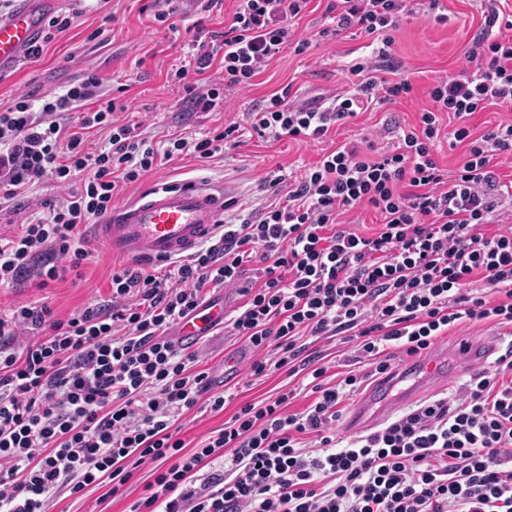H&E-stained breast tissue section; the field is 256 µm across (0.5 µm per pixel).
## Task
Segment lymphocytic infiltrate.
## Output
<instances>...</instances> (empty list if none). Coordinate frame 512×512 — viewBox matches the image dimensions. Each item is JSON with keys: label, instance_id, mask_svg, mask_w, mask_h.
<instances>
[{"label": "lymphocytic infiltrate", "instance_id": "lymphocytic-infiltrate-1", "mask_svg": "<svg viewBox=\"0 0 512 512\" xmlns=\"http://www.w3.org/2000/svg\"><path fill=\"white\" fill-rule=\"evenodd\" d=\"M223 31L192 45L175 73L184 102L212 109L223 90L244 91L284 51L310 45L293 22L309 0H237ZM334 39L358 30L376 58L352 64L351 88L327 106H293L289 88L251 115L259 137L321 142L374 105L411 97L413 83L380 76L391 36L411 0H327ZM467 67L432 79L416 125L397 128L392 150L349 139L288 181L281 202L222 229L165 270H114L108 298L53 318L48 305L0 312V512H48L59 493L105 482L121 487L128 462L155 466L129 512H512V345L454 399L429 400L383 427L336 442L340 406L367 377L390 373L385 349L416 356L461 319L512 326V231L502 223L512 183L497 176L512 154V121L477 131L476 113L512 112V18L487 0ZM220 65L223 83L207 81ZM93 72L61 91L18 95L0 110V199L15 201L46 179L69 185L44 218L0 232V288L46 289L82 277L92 254L85 228L111 211L121 185L186 151L208 159L234 138L170 139L158 149L139 124H116L114 99ZM451 128H443L442 117ZM107 131L103 148L83 130ZM465 147L454 171L434 153L441 139ZM370 209L378 230L362 235L341 214ZM253 279L242 282L246 263ZM239 288L245 301L232 335L256 354L251 376H312L314 400L288 410L289 394L245 404L218 434L186 451L175 418L223 412L206 372L171 332L207 295ZM345 336L368 374L336 383L305 342Z\"/></svg>", "mask_w": 512, "mask_h": 512}]
</instances>
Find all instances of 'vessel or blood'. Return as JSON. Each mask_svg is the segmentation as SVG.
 <instances>
[{
	"mask_svg": "<svg viewBox=\"0 0 512 512\" xmlns=\"http://www.w3.org/2000/svg\"><path fill=\"white\" fill-rule=\"evenodd\" d=\"M61 2L14 0L13 10L0 14V74L21 63ZM225 203L223 187L208 185L201 179L155 186L114 207L95 230L112 251L163 263L192 253L214 236L224 222ZM225 315L223 300L213 301L183 319L175 334L182 345H193ZM452 350L471 362L483 357L481 345L467 336L458 337ZM449 351L442 349L413 362L418 384L446 379ZM388 409V404H377L374 395L369 394L360 402L354 420L359 424L376 422L387 415Z\"/></svg>",
	"mask_w": 512,
	"mask_h": 512,
	"instance_id": "b4317fda",
	"label": "vessel or blood"
}]
</instances>
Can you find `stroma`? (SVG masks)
<instances>
[{
    "mask_svg": "<svg viewBox=\"0 0 512 512\" xmlns=\"http://www.w3.org/2000/svg\"><path fill=\"white\" fill-rule=\"evenodd\" d=\"M152 3L153 0H107L102 5L98 0H67L62 13L70 17V27L49 44L40 58H25L14 71L0 77V107H9L21 93L39 96L63 90L80 82L85 72L93 71L101 77L106 94L128 106L127 111L117 113V120L142 123L146 137L154 146H163L174 137L192 140L215 134L225 124L237 122L241 135L236 144L225 145L215 157L205 161L190 154L176 157L147 173L139 182L122 186L118 196L123 203L152 186L203 177L227 187L233 205L225 212L224 219L232 223L258 215L268 205L278 202L270 180L281 174H300L319 160L331 142L375 130L379 133L376 149L381 151L391 146L392 137L380 134L382 126L394 122L404 126L414 124L418 110L428 102L425 88L429 81L459 73L464 66L465 52L480 34V0H442L448 14L444 24L430 22L424 15V0H414V16L401 20L392 33L393 54L401 64L402 74L414 83L413 97L364 112L353 124L333 132L330 141L309 144L258 137L250 127L252 112L286 86L299 104L323 102L348 90L352 80L349 66L373 51L369 37L347 33L335 41H312L300 55L284 52L269 62L249 90L225 92L223 108L204 111L183 102L182 91L173 75L188 59L189 29L194 22L203 21L211 30L223 29L237 2L223 0L220 10L202 18L193 12L175 17L170 27L154 21ZM67 193V187L52 180L33 186L24 198L18 199L16 209L0 207V226L45 217L49 205L59 204ZM127 262V256L112 254L103 241H95L93 256L82 278L44 291L24 284L2 288L0 310L21 303L45 302L55 317H66L92 300L107 296L112 270ZM459 336L487 338L499 349L512 342V326L462 320L446 336L438 338L434 347L446 348ZM246 346L243 338L217 327L197 347V367L210 374L217 373L226 351ZM493 368L490 359L464 365L458 357L449 356L447 381L428 385L420 398L426 401L455 395L475 372ZM285 388L295 392L289 412L303 411L312 400L304 377L273 372L254 378L246 368H239L226 385L229 399L223 413L194 410L185 413L179 419L181 436L187 446H196L212 432L222 429L242 404L261 402ZM151 475V465L135 468L116 496L111 495L106 483L89 486L80 496H56L49 512H127L142 496Z\"/></svg>",
    "mask_w": 512,
    "mask_h": 512,
    "instance_id": "stroma-1",
    "label": "stroma"
}]
</instances>
